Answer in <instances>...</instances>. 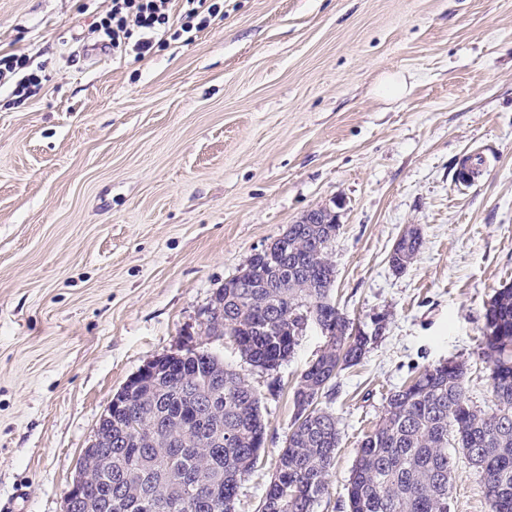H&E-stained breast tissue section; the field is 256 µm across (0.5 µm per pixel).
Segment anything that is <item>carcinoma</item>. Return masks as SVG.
<instances>
[{
    "mask_svg": "<svg viewBox=\"0 0 512 512\" xmlns=\"http://www.w3.org/2000/svg\"><path fill=\"white\" fill-rule=\"evenodd\" d=\"M337 224H290L289 259L257 257L216 291L204 311L203 335L230 336L243 360L277 369L294 351L291 327L309 316L331 319L335 333L301 374L294 418L261 512H312L340 443L334 414L322 399L340 372L358 364L375 340L332 301L328 249ZM280 336L250 343L263 324ZM491 362L494 407L468 403L464 363L426 368L386 397L377 427L361 440L349 478L347 512H448L454 469L448 448L479 472L489 512H512V285L487 304L481 341ZM111 448V470L95 478V512H234L241 483L265 437L260 398L204 343L137 373L124 403L100 419ZM140 497L126 496L128 483Z\"/></svg>",
    "mask_w": 512,
    "mask_h": 512,
    "instance_id": "1",
    "label": "carcinoma"
}]
</instances>
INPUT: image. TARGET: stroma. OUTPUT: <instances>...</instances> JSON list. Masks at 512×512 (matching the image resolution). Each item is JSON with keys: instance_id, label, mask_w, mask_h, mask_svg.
I'll list each match as a JSON object with an SVG mask.
<instances>
[{"instance_id": "stroma-1", "label": "stroma", "mask_w": 512, "mask_h": 512, "mask_svg": "<svg viewBox=\"0 0 512 512\" xmlns=\"http://www.w3.org/2000/svg\"><path fill=\"white\" fill-rule=\"evenodd\" d=\"M109 0H0V51L40 84L0 87V500L64 512L111 397L198 334L215 290L314 209L336 214L333 298L386 328L328 402L340 446L314 512H346L389 392L464 361L494 403L485 307L512 284V0H224L150 57L91 50ZM400 96H381L387 78ZM480 162L458 179L460 163ZM424 244L397 271L403 229ZM326 346L308 321L277 370L212 341L266 425L235 512H260L293 388ZM449 512H487L454 452Z\"/></svg>"}]
</instances>
